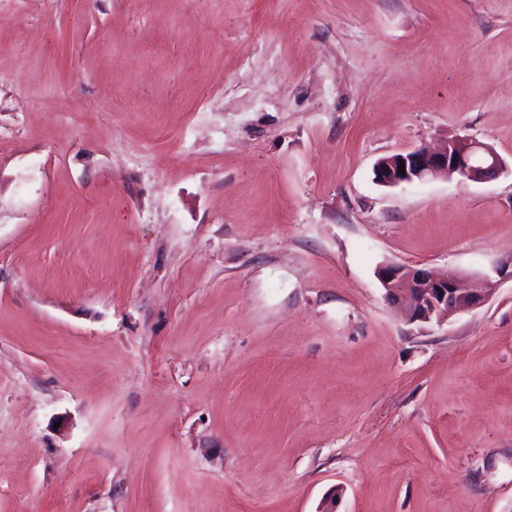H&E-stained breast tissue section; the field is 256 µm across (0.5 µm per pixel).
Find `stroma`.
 Segmentation results:
<instances>
[{
	"instance_id": "35a3bbf8",
	"label": "stroma",
	"mask_w": 512,
	"mask_h": 512,
	"mask_svg": "<svg viewBox=\"0 0 512 512\" xmlns=\"http://www.w3.org/2000/svg\"><path fill=\"white\" fill-rule=\"evenodd\" d=\"M511 258L512 0H0V512H512ZM404 161L405 176L399 174ZM503 159L488 145L470 138H452L439 150L414 149L379 159L374 175L378 183L398 187L422 182L441 174L463 181L485 182L504 172ZM386 297L411 321L448 319L452 314L480 306L485 295L463 288L451 273L439 274L431 268L389 264L380 272Z\"/></svg>"
}]
</instances>
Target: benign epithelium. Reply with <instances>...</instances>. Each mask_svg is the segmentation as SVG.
I'll use <instances>...</instances> for the list:
<instances>
[{
	"mask_svg": "<svg viewBox=\"0 0 512 512\" xmlns=\"http://www.w3.org/2000/svg\"><path fill=\"white\" fill-rule=\"evenodd\" d=\"M405 174H399V166ZM503 159L488 145L470 138H452L439 150L414 149L379 159L374 175L378 183L398 187L441 174L463 181L485 182L504 172ZM386 297L411 321H440L452 314L480 306L485 295L461 285L451 273L431 268L389 264L380 272Z\"/></svg>",
	"mask_w": 512,
	"mask_h": 512,
	"instance_id": "1",
	"label": "benign epithelium"
}]
</instances>
